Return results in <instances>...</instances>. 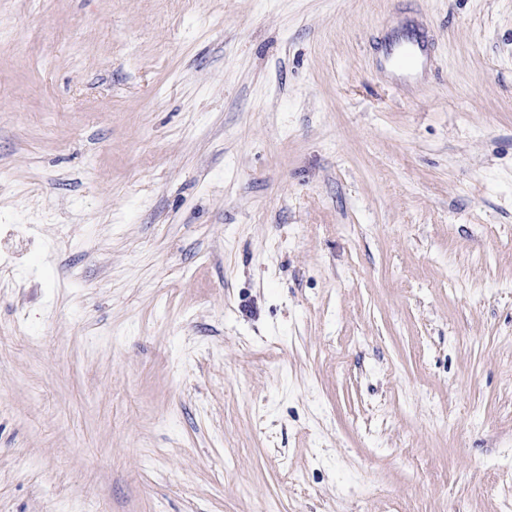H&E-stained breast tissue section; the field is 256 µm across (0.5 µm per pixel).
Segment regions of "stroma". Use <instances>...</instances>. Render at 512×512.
Listing matches in <instances>:
<instances>
[{
    "label": "stroma",
    "instance_id": "1",
    "mask_svg": "<svg viewBox=\"0 0 512 512\" xmlns=\"http://www.w3.org/2000/svg\"><path fill=\"white\" fill-rule=\"evenodd\" d=\"M511 483L512 0H0V512ZM431 55L432 43L421 29L396 27L382 41L379 64L393 80L405 82L427 69Z\"/></svg>",
    "mask_w": 512,
    "mask_h": 512
}]
</instances>
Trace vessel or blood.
<instances>
[{
    "label": "vessel or blood",
    "instance_id": "obj_1",
    "mask_svg": "<svg viewBox=\"0 0 512 512\" xmlns=\"http://www.w3.org/2000/svg\"><path fill=\"white\" fill-rule=\"evenodd\" d=\"M431 55L432 43L422 30L396 27L382 41L379 64L393 80L405 82L427 69Z\"/></svg>",
    "mask_w": 512,
    "mask_h": 512
}]
</instances>
